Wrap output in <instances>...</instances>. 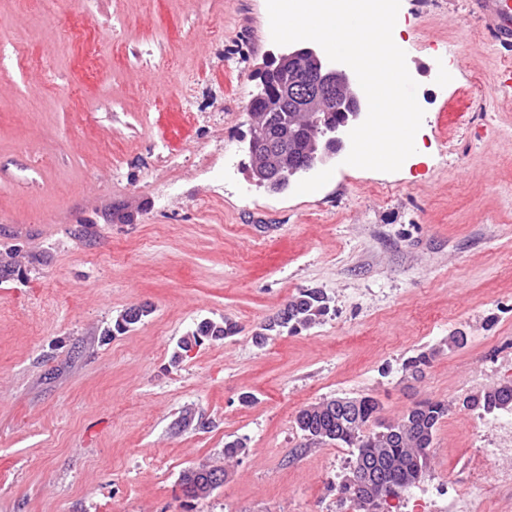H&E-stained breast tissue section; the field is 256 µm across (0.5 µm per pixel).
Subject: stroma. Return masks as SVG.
Returning <instances> with one entry per match:
<instances>
[{"label": "stroma", "mask_w": 512, "mask_h": 512, "mask_svg": "<svg viewBox=\"0 0 512 512\" xmlns=\"http://www.w3.org/2000/svg\"><path fill=\"white\" fill-rule=\"evenodd\" d=\"M266 5L80 0L49 22L0 0V252L23 255L0 282V512H336L350 451L307 447L295 416L337 396L375 397L385 422L447 402L422 485L466 497L512 466L473 477L496 418L463 405L512 378V94L494 89L512 54L464 0H402L419 151L392 173L335 159L274 193L245 167L255 74L284 51ZM303 288L331 317L255 346ZM224 317L235 336L173 363ZM422 350L414 379L402 363ZM237 438L223 486L185 498L182 471ZM238 330L236 322L228 318H224L220 322L211 319H202L187 336L182 338L178 344V348L187 352L193 345L197 346L201 344L204 339H226L234 336Z\"/></svg>", "instance_id": "obj_1"}]
</instances>
